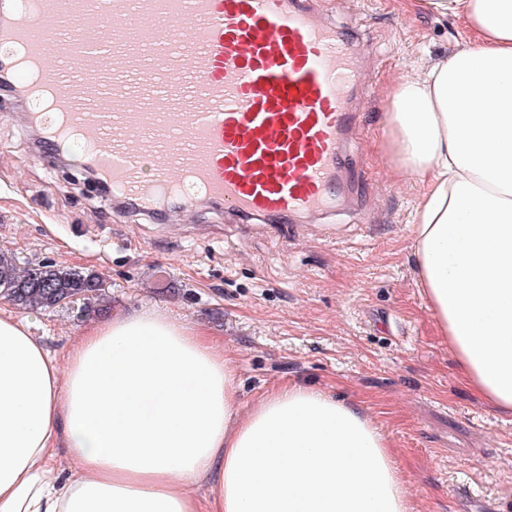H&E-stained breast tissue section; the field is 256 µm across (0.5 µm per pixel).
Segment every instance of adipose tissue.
I'll list each match as a JSON object with an SVG mask.
<instances>
[{
  "mask_svg": "<svg viewBox=\"0 0 512 512\" xmlns=\"http://www.w3.org/2000/svg\"><path fill=\"white\" fill-rule=\"evenodd\" d=\"M434 5L470 41L389 84L387 150L422 184L414 266L459 373L512 414V0ZM238 409L201 329L118 314L60 361L0 307V512H410L358 405L293 383Z\"/></svg>",
  "mask_w": 512,
  "mask_h": 512,
  "instance_id": "obj_1",
  "label": "adipose tissue"
}]
</instances>
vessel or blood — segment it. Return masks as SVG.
<instances>
[{
    "instance_id": "b4317fda",
    "label": "vessel or blood",
    "mask_w": 512,
    "mask_h": 512,
    "mask_svg": "<svg viewBox=\"0 0 512 512\" xmlns=\"http://www.w3.org/2000/svg\"><path fill=\"white\" fill-rule=\"evenodd\" d=\"M0 0V67L38 154L70 138L117 209L198 201L300 224L345 190L361 52L308 0Z\"/></svg>"
}]
</instances>
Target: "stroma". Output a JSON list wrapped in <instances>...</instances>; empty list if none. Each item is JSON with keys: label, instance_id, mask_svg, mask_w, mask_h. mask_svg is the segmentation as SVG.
<instances>
[{"label": "stroma", "instance_id": "1", "mask_svg": "<svg viewBox=\"0 0 512 512\" xmlns=\"http://www.w3.org/2000/svg\"><path fill=\"white\" fill-rule=\"evenodd\" d=\"M370 52L354 154L364 173L336 212L304 224L243 229L202 203L158 235L118 217L80 185L81 163L36 157L22 117L0 119V251L20 267L57 263L105 282L103 317L155 310L205 330L230 359L241 413L299 383L355 403L388 439L411 512H512V416L457 376L412 261L418 179L387 153L384 90L465 44L461 24L418 0H317ZM64 359L92 321L79 305L24 313Z\"/></svg>", "mask_w": 512, "mask_h": 512}]
</instances>
